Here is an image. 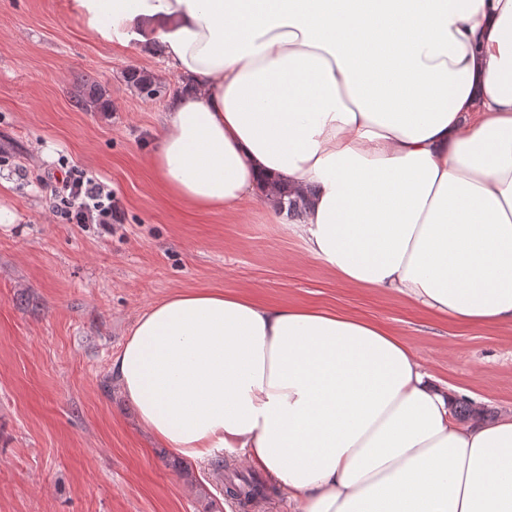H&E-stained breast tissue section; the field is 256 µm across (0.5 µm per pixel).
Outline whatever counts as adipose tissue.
Listing matches in <instances>:
<instances>
[{"label": "adipose tissue", "mask_w": 512, "mask_h": 512, "mask_svg": "<svg viewBox=\"0 0 512 512\" xmlns=\"http://www.w3.org/2000/svg\"><path fill=\"white\" fill-rule=\"evenodd\" d=\"M99 43L161 45L193 94L147 161L202 210L307 193L341 280L512 324V0H68ZM112 374L174 451L216 449L301 512H512V413L459 421L387 327L219 290L136 321Z\"/></svg>", "instance_id": "ef3b65f1"}]
</instances>
